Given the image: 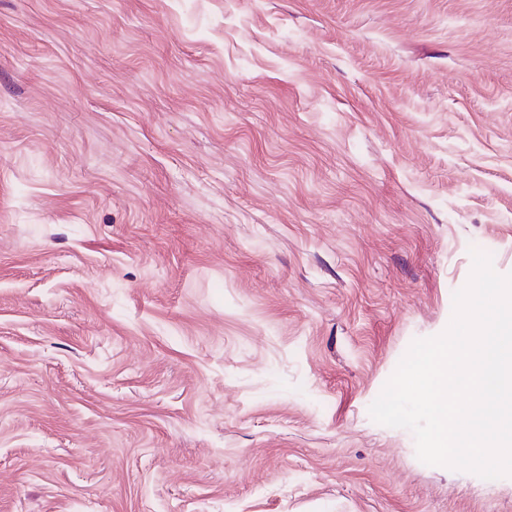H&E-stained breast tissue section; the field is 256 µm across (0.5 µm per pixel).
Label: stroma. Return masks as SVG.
Wrapping results in <instances>:
<instances>
[{
  "instance_id": "obj_1",
  "label": "stroma",
  "mask_w": 512,
  "mask_h": 512,
  "mask_svg": "<svg viewBox=\"0 0 512 512\" xmlns=\"http://www.w3.org/2000/svg\"><path fill=\"white\" fill-rule=\"evenodd\" d=\"M512 274V0H0V512H512L371 403Z\"/></svg>"
}]
</instances>
